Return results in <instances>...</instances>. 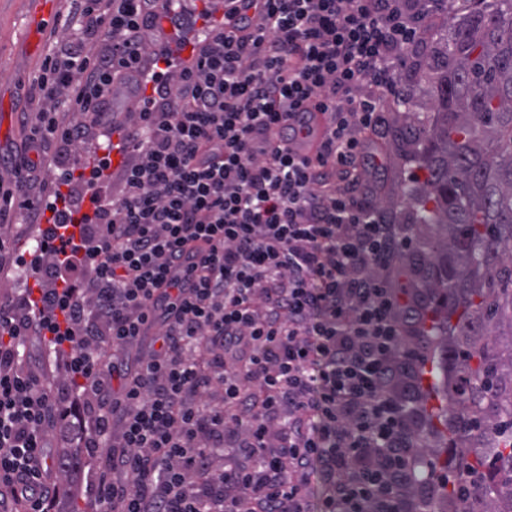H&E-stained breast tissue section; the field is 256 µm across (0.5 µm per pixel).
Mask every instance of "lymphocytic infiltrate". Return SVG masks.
<instances>
[{"instance_id":"lymphocytic-infiltrate-1","label":"lymphocytic infiltrate","mask_w":512,"mask_h":512,"mask_svg":"<svg viewBox=\"0 0 512 512\" xmlns=\"http://www.w3.org/2000/svg\"><path fill=\"white\" fill-rule=\"evenodd\" d=\"M68 2L75 33L48 46L0 192V219L39 227L31 260L0 244L26 281L0 298V488L57 512L33 461L65 397L88 411L65 431L95 512H407L425 482L398 389L414 307L390 275L412 239L362 170L426 39L420 0H224L174 77L183 41L146 37L184 27L180 0ZM146 83L117 122V86ZM95 127L133 155L116 199L111 146L89 168L73 154ZM147 335L136 369L102 363ZM36 336L67 350L64 395L18 366Z\"/></svg>"}]
</instances>
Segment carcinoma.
Masks as SVG:
<instances>
[{
  "instance_id": "1",
  "label": "carcinoma",
  "mask_w": 512,
  "mask_h": 512,
  "mask_svg": "<svg viewBox=\"0 0 512 512\" xmlns=\"http://www.w3.org/2000/svg\"><path fill=\"white\" fill-rule=\"evenodd\" d=\"M435 120L420 118L415 95L403 103L423 156L427 219L445 232L428 257L429 288L448 307L455 336L444 366L455 373L458 475L463 512H512V0H461L436 30L423 63ZM508 323V356L488 341ZM72 484L78 461L57 458Z\"/></svg>"
}]
</instances>
